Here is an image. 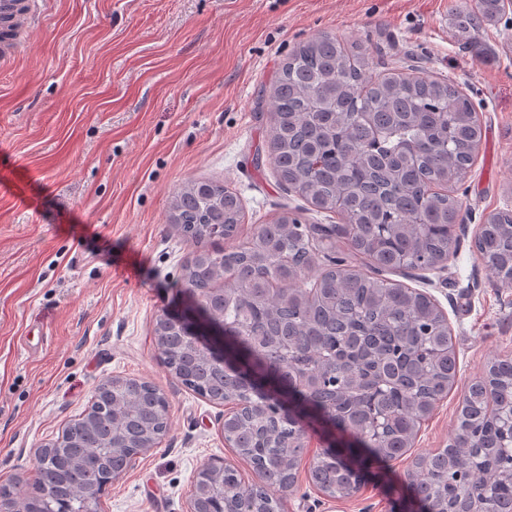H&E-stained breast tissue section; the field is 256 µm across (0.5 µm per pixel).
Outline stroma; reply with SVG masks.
<instances>
[{"mask_svg": "<svg viewBox=\"0 0 512 512\" xmlns=\"http://www.w3.org/2000/svg\"><path fill=\"white\" fill-rule=\"evenodd\" d=\"M458 0H54L0 67V482L27 481L36 448L85 411L107 378H137L170 402L157 448L99 498V512H186L196 469L249 464L226 447L224 407L172 376L154 324L181 311L193 247L168 222L192 179L223 182L243 204L235 244L286 211L338 223L281 188L267 156V90L297 44L323 33L367 47L378 67L445 78L467 93L481 143L456 187L468 210L445 270L375 272L346 238L335 257L434 297L448 318L456 382L383 478L330 502L310 478L308 434L284 512H389L415 458L446 447L458 406L488 363L512 354V285L492 281L478 224L512 209V0L474 40Z\"/></svg>", "mask_w": 512, "mask_h": 512, "instance_id": "stroma-1", "label": "stroma"}]
</instances>
